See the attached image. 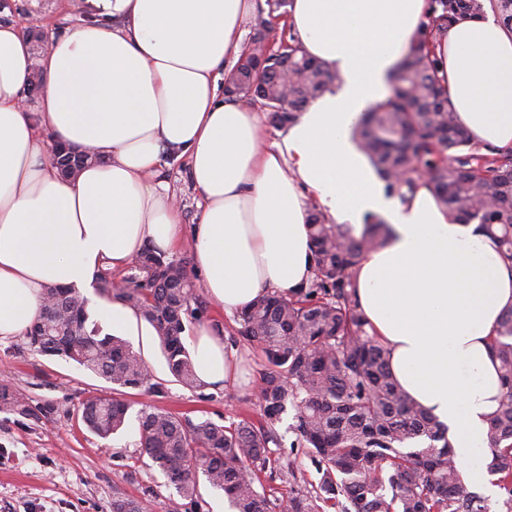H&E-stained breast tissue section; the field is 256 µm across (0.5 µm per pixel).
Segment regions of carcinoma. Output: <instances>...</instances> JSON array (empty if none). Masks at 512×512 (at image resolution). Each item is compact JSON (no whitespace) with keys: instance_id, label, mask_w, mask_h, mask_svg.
Masks as SVG:
<instances>
[{"instance_id":"carcinoma-1","label":"carcinoma","mask_w":512,"mask_h":512,"mask_svg":"<svg viewBox=\"0 0 512 512\" xmlns=\"http://www.w3.org/2000/svg\"><path fill=\"white\" fill-rule=\"evenodd\" d=\"M287 4L265 0L266 16L248 45L263 73L257 77L238 66L236 91L228 93L260 103L279 128L295 124L309 101L336 81L292 35L288 57L263 55L268 18L285 15ZM484 8L485 0H429L428 22L399 64L392 94L364 113L353 137L388 189L412 193L427 181L440 206L466 224L477 222L512 264V150H465L469 138L439 83L432 50L437 36ZM307 225L314 248L307 288L264 294L238 318L236 342L260 348L266 360L257 386L263 423L194 422L143 408V452L195 512L202 508L200 474L224 492L235 512H281L285 504L288 512H486L485 498L453 460L446 429L394 381L387 349L356 303L353 270L386 242L388 225L374 218L357 237L315 208ZM130 270L121 282L101 271L95 290L145 319L174 380L203 391L183 333L185 322L207 320V306L194 293L185 263L147 246ZM26 337L34 352L72 361L112 385L113 394L92 395L78 410L81 423L102 439L126 425L130 405L120 399L124 391H164L130 344L91 318L88 299L75 288L46 289ZM492 349L503 394L489 419L488 469L498 475L505 512H512V308L498 322ZM289 407L295 411L296 447L306 449L319 480L306 492L291 489L278 497L258 490L255 481L275 469L269 444L277 443L275 425ZM0 410L39 419L53 406L32 407L10 383L0 382ZM112 512L146 507L117 496Z\"/></svg>"}]
</instances>
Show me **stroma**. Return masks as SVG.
Wrapping results in <instances>:
<instances>
[{
	"label": "stroma",
	"mask_w": 512,
	"mask_h": 512,
	"mask_svg": "<svg viewBox=\"0 0 512 512\" xmlns=\"http://www.w3.org/2000/svg\"><path fill=\"white\" fill-rule=\"evenodd\" d=\"M79 17V11L65 0H0V23L20 25L36 53L42 52L50 33L62 32ZM162 177L178 200L183 224H193L197 193L185 161H168ZM122 335L155 378L165 382L166 392L127 395V427L107 440L77 423L74 414L87 397L110 391L109 383L60 358L31 352L25 337L0 340V380H9L31 406L49 403L54 407L49 417L40 420L0 411V512H112V498L118 492L147 504V512H174L175 490L168 487L161 471L151 467L138 445L141 408L153 406L194 421H260L256 386L265 367L260 350L238 345L247 384L209 387L208 399L202 400L171 381L159 342L146 322L123 330ZM293 424L288 412L276 426L280 446L275 455L281 468L273 476L262 474L266 492L281 495L318 480L304 449L291 446L296 438Z\"/></svg>",
	"instance_id": "1"
}]
</instances>
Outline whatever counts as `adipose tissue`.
Returning <instances> with one entry per match:
<instances>
[{"mask_svg":"<svg viewBox=\"0 0 512 512\" xmlns=\"http://www.w3.org/2000/svg\"><path fill=\"white\" fill-rule=\"evenodd\" d=\"M428 7L292 0L289 28L339 83L271 144L259 113L218 84L237 64L256 0H83L88 20L38 55L20 26L0 24V338L29 329L44 288L92 286L145 245L169 253L185 240L207 295L231 315L260 294L307 287L310 206L357 232L377 215L392 235L356 267L355 299L395 382L447 426L457 466L487 486L488 420L502 395L491 336L512 308V267L427 188L388 192L352 136L389 96ZM435 56L472 144L512 147V27L485 8L438 37ZM53 144L98 161L64 177ZM172 157L199 195L188 229L158 178ZM191 353L204 383L242 373L208 325L196 326Z\"/></svg>","mask_w":512,"mask_h":512,"instance_id":"ef3b65f1","label":"adipose tissue"}]
</instances>
